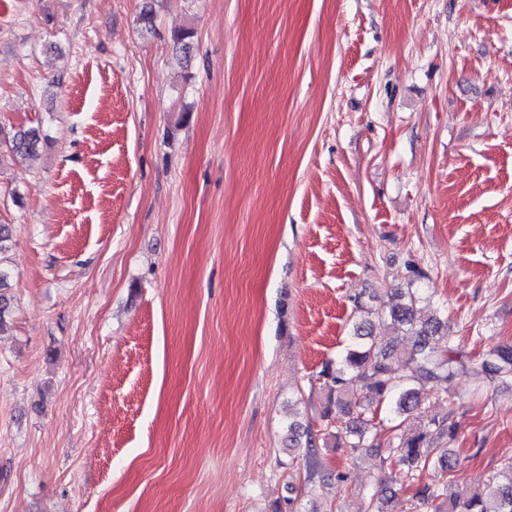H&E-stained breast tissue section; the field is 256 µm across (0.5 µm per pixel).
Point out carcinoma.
Masks as SVG:
<instances>
[{"label": "carcinoma", "instance_id": "1", "mask_svg": "<svg viewBox=\"0 0 512 512\" xmlns=\"http://www.w3.org/2000/svg\"><path fill=\"white\" fill-rule=\"evenodd\" d=\"M40 143L39 129H18L3 141L11 155L28 158L34 155ZM404 302L393 305L389 311L375 312L380 325L393 330L396 335L411 340L405 368L399 370L391 358V349L375 341L374 322L364 320L353 325L345 354L336 363H328L320 372L326 391L327 405L322 412L326 421L325 442L337 439L331 426L336 423L337 412L353 413L352 407L367 410L381 401L388 403L390 412L407 421L417 409L421 397L418 386L436 385L443 380L459 377L470 370L481 372L492 380L506 381L512 378V346L499 345L485 352L480 359L465 364L458 358L447 356L433 344L434 337L448 329L439 319L420 321L416 306L422 299L417 288L401 293ZM367 421L346 431V446L357 450L368 441ZM428 433L402 435L393 448L398 461L411 471L428 467L432 452L426 443ZM290 447L304 449L306 458L319 457V448L309 428L298 422L288 425ZM448 495V487L433 488L429 485L416 487L415 496L424 501H434ZM448 512H512V469L493 493L479 492L466 502L448 501Z\"/></svg>", "mask_w": 512, "mask_h": 512}]
</instances>
